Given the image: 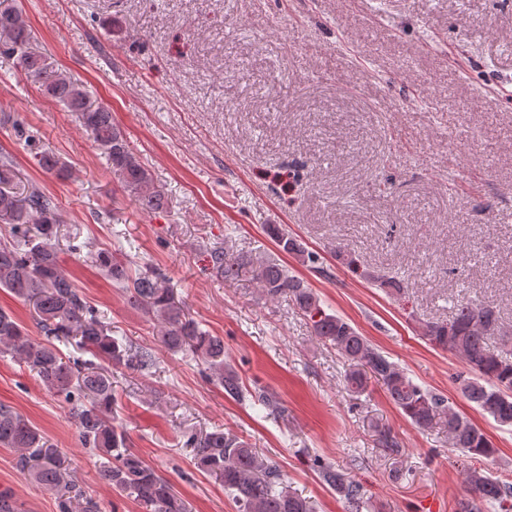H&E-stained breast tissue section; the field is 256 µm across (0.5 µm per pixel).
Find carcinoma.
<instances>
[{"instance_id":"carcinoma-1","label":"carcinoma","mask_w":512,"mask_h":512,"mask_svg":"<svg viewBox=\"0 0 512 512\" xmlns=\"http://www.w3.org/2000/svg\"><path fill=\"white\" fill-rule=\"evenodd\" d=\"M0 53L18 60L26 77L42 93L76 115L109 162L121 188L143 212H163L169 201L152 172L135 155L112 112L87 88L67 73L53 68L38 50L32 31L12 0H0ZM38 165L60 173L65 164L52 152H36ZM0 224L10 235L0 239V289L32 307L43 342L31 338L27 328L0 309V354L10 355L63 401L72 406L79 437L86 448L100 453L103 482L122 497L133 500L141 512H189L173 484L157 474L127 448L125 433L113 423L115 394L112 371L143 374L156 363V352L112 335V328L61 267L58 253L59 208L54 198L25 182L14 156L0 151ZM276 246L302 262L317 256L288 231L272 226ZM212 270L229 281H249L267 300L286 298L311 324L313 335L341 355L346 364L344 383L351 395L367 392L370 378L382 383L391 402L417 428L441 423L450 447L469 459H492L498 449L487 435L453 410L443 397L417 385L349 322L327 313L321 300L299 277L270 257L238 252L231 247L208 250ZM94 261L105 277L121 288L129 304L153 319L160 346L172 353L185 352L203 367L206 378L237 400L247 397L263 406L272 400L249 391L232 369L224 365V340L203 330L188 312L160 269L140 266L122 252L101 250ZM448 321L428 322L424 337L435 347L458 354L468 374L458 377L469 401L501 426H512V353L489 344L501 335L495 306L462 297L454 302ZM62 342L90 358H64L55 346ZM378 447L391 455L402 444L391 429L372 425ZM0 445L18 450V468L37 485L58 493L59 512H92L80 496L71 494L69 464L59 448L30 425L14 408L0 404ZM184 446L193 450L195 463L224 483L238 512H313L309 501L284 487L283 474L271 460L259 456L236 435L216 429L203 436L190 435ZM314 465L321 480L356 509L365 498L363 486L319 458ZM465 483L474 498L460 503L461 512H476L481 503L498 504L499 512H512V485L481 468H470Z\"/></svg>"}]
</instances>
